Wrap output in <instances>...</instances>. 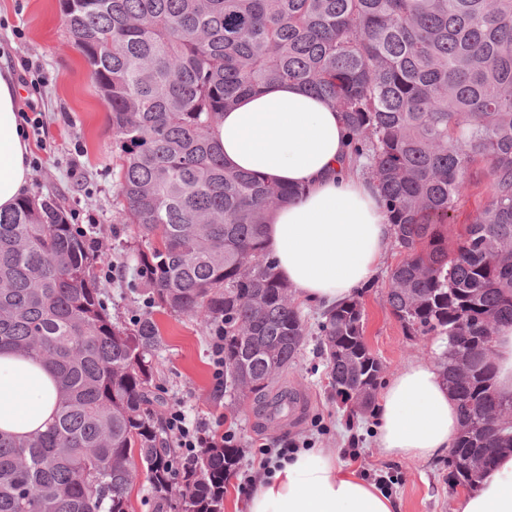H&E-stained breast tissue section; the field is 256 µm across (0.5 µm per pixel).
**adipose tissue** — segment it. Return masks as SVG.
Returning a JSON list of instances; mask_svg holds the SVG:
<instances>
[{
	"mask_svg": "<svg viewBox=\"0 0 512 512\" xmlns=\"http://www.w3.org/2000/svg\"><path fill=\"white\" fill-rule=\"evenodd\" d=\"M225 164L265 180L303 187L276 209L267 246L279 277L322 310L374 280L393 228L376 188L345 173L347 131L329 103L296 84H275L241 98L215 128ZM29 137L10 73L0 72V211L29 188ZM57 403L52 371L15 354L0 355V431L30 436L46 429ZM375 444L387 458L427 460L451 448L459 416L439 368L414 360L383 386ZM248 512H399L396 501L339 463L335 453L304 448L260 471ZM456 512H512V452L462 491Z\"/></svg>",
	"mask_w": 512,
	"mask_h": 512,
	"instance_id": "1",
	"label": "adipose tissue"
}]
</instances>
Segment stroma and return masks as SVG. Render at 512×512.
<instances>
[{
    "mask_svg": "<svg viewBox=\"0 0 512 512\" xmlns=\"http://www.w3.org/2000/svg\"><path fill=\"white\" fill-rule=\"evenodd\" d=\"M24 38H16L15 29ZM31 59L37 87H20L19 98L34 103L44 116L41 143L31 146L29 195H56L80 225H95L110 278L101 284L111 298L114 322L131 326L146 311L138 254L145 243L136 229L118 224L120 208L112 167L119 154L112 135L110 110L89 76L63 22L59 0H0V69L22 75L20 59ZM402 258L391 248L386 267L363 291L365 339L381 360L382 379H389L409 360L432 355L431 341L415 343L405 335L385 301L388 270ZM162 345L155 361V392L164 405H180L190 417L215 423L223 420L242 449L237 472L226 483L224 512H244L238 490L243 472L259 468V448L284 442H307L312 448L335 449L340 461H352L366 480L388 478L389 495L399 512H456L458 489L448 482V459H387L374 443L373 419H349L330 386L320 338L309 334L295 363L274 385V393H295L299 405L286 418L276 419L254 400L224 394L216 388L211 338L188 316L154 311Z\"/></svg>",
    "mask_w": 512,
    "mask_h": 512,
    "instance_id": "35a3bbf8",
    "label": "stroma"
}]
</instances>
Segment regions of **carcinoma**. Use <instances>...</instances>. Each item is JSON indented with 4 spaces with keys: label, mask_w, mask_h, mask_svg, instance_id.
Here are the masks:
<instances>
[{
    "label": "carcinoma",
    "mask_w": 512,
    "mask_h": 512,
    "mask_svg": "<svg viewBox=\"0 0 512 512\" xmlns=\"http://www.w3.org/2000/svg\"><path fill=\"white\" fill-rule=\"evenodd\" d=\"M63 21L111 113L121 149L119 224L158 245L140 254L153 306L224 336V391L257 399L288 371L307 325L266 247L270 211L303 189L224 164L213 130L237 100L299 84L342 113L353 170L373 182L402 260L386 303L414 339L445 336L438 364L460 429L449 480L472 487L512 449L488 417L494 343L512 327V0H62ZM489 200L456 247L448 224L480 175ZM97 229L58 198L0 212V353L38 359L59 400L49 429L0 432V512H130L141 468L155 512H224L235 446L182 462L152 390L162 343L153 315L112 322L94 273ZM360 293L319 323L331 387L372 413L382 363L364 336ZM470 373L457 376L459 354Z\"/></svg>",
    "instance_id": "1"
}]
</instances>
